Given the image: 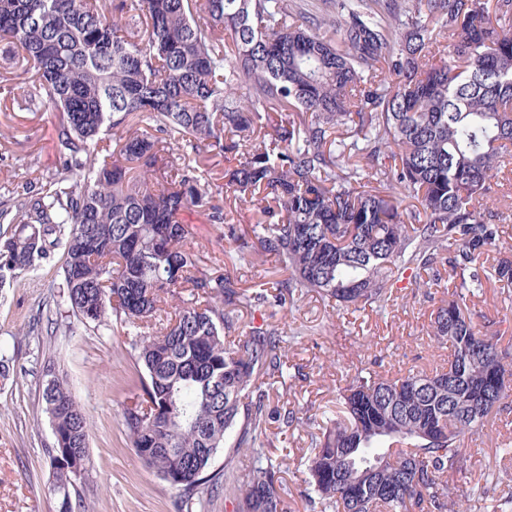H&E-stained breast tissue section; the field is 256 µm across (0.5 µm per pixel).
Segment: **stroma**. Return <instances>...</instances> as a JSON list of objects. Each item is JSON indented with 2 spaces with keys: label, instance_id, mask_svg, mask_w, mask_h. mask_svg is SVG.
Segmentation results:
<instances>
[{
  "label": "stroma",
  "instance_id": "stroma-1",
  "mask_svg": "<svg viewBox=\"0 0 512 512\" xmlns=\"http://www.w3.org/2000/svg\"><path fill=\"white\" fill-rule=\"evenodd\" d=\"M18 56L0 52V196L27 194L36 178L60 170L56 129L59 115L44 106L20 108L21 90L15 79ZM186 224L201 255L218 261L221 273L256 288L279 276L272 256L242 265L232 255L224 227L210 223L202 208L184 211ZM61 255L42 262L13 286L0 288V512H57L50 491L48 456L54 435L42 400V365L53 359L88 418L92 464L78 486L80 512H181L182 492L137 458L123 424L126 406L141 399L140 378L130 356L132 336L119 323L97 330L74 331L56 326L58 291L55 272ZM397 300L385 312L336 310L311 293L285 307L237 308L229 311L233 334L261 322L284 333L302 331L288 347L290 385H267L271 406L296 411L300 423L283 430L268 428L266 450L279 465L278 477L287 489L291 512H312L304 499L303 462L310 450L311 424L322 423L324 411L335 408L338 390L360 368L427 370L448 356L428 330L430 315L444 288L414 286L396 289ZM472 310L486 315L500 332L502 344H512V289L490 285L472 297ZM471 474L445 475L470 512H512L498 493H479L485 472L500 486H512V408L492 411L480 436L466 441Z\"/></svg>",
  "mask_w": 512,
  "mask_h": 512
}]
</instances>
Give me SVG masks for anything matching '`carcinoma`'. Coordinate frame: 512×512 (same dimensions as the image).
Listing matches in <instances>:
<instances>
[{"label": "carcinoma", "instance_id": "carcinoma-1", "mask_svg": "<svg viewBox=\"0 0 512 512\" xmlns=\"http://www.w3.org/2000/svg\"><path fill=\"white\" fill-rule=\"evenodd\" d=\"M0 42L22 54L23 97L59 112L61 170L14 205L0 201V288L63 248L58 306L68 330L114 316L133 329L150 415L123 422L142 465L184 498L215 479L213 454L256 460L232 472L236 512H288L278 465L263 457L268 379H288L286 339L265 323L226 341L227 308L283 306L316 292L384 311L393 288L440 286L431 314L448 363L380 375L361 368L336 416L311 433L306 492L320 512H467L441 477L466 476L464 440L512 398V352L467 302L492 277L512 288V261L485 211L512 208L499 174L512 154V0H0ZM146 123L116 149L100 134ZM198 159L235 165L201 183ZM258 204L241 229L213 198ZM420 209L403 206L405 199ZM238 243L276 257L284 278L248 290L206 268L188 207ZM190 305L152 334L177 290ZM53 428L51 492L59 512L90 464L89 421L42 366Z\"/></svg>", "mask_w": 512, "mask_h": 512}]
</instances>
